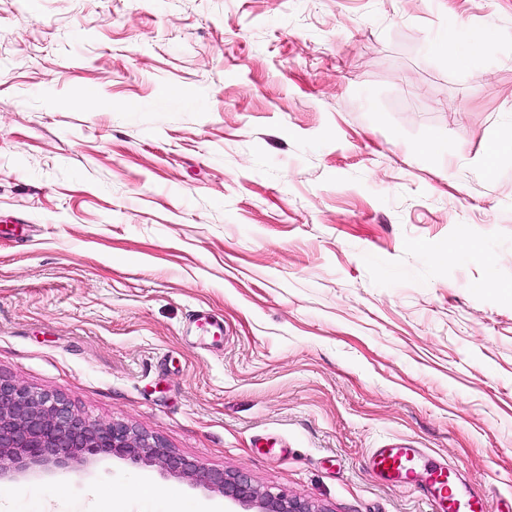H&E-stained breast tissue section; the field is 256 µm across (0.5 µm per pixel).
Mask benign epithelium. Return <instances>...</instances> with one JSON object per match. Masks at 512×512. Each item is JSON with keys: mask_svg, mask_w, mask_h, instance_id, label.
<instances>
[{"mask_svg": "<svg viewBox=\"0 0 512 512\" xmlns=\"http://www.w3.org/2000/svg\"><path fill=\"white\" fill-rule=\"evenodd\" d=\"M109 454L156 464L167 474L187 477L248 509L314 512L297 498L258 491L243 473L201 468L163 440L124 422L88 420L58 396L35 392L0 377V472L8 466L23 469L50 461L67 465Z\"/></svg>", "mask_w": 512, "mask_h": 512, "instance_id": "1", "label": "benign epithelium"}]
</instances>
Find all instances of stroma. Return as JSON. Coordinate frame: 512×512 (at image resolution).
Here are the masks:
<instances>
[{"label": "stroma", "mask_w": 512, "mask_h": 512, "mask_svg": "<svg viewBox=\"0 0 512 512\" xmlns=\"http://www.w3.org/2000/svg\"><path fill=\"white\" fill-rule=\"evenodd\" d=\"M509 125L512 0H0V377L319 512H432L369 467L396 442L512 512ZM141 482L235 508L113 455L0 472L42 512ZM493 36L487 29L472 26H453L437 40L439 50L448 55L458 66L469 67L485 53ZM512 148V129L501 132L495 139L491 140L483 160V166L486 171H492L500 155L505 149L511 151Z\"/></svg>", "instance_id": "obj_1"}]
</instances>
